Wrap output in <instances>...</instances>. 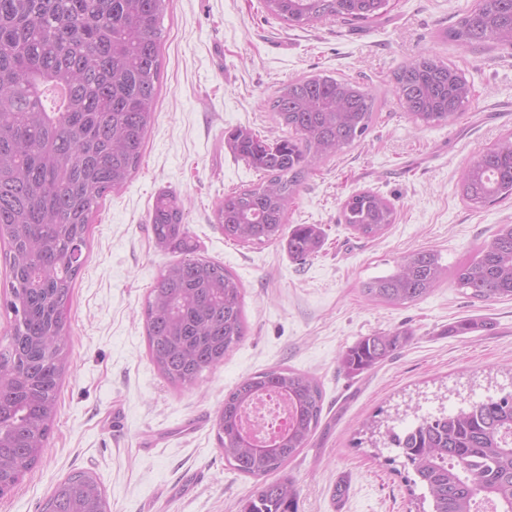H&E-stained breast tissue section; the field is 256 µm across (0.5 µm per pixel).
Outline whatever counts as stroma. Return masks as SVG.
Instances as JSON below:
<instances>
[{
  "mask_svg": "<svg viewBox=\"0 0 512 512\" xmlns=\"http://www.w3.org/2000/svg\"><path fill=\"white\" fill-rule=\"evenodd\" d=\"M474 3L391 0L385 16L361 26L326 19L303 29L269 15L262 0H170L141 164L103 200L74 282L71 365L47 450L0 498V512H41L55 484L78 470L98 477L110 512H244L255 481L225 460L211 422L236 384L276 368L308 373L325 391L320 427L279 473L298 488V512H431L400 450L373 447L363 424L378 416L406 428L511 393L512 300L468 298L448 278L423 300L392 306L368 301L361 285L419 249L455 268L512 224L511 201L473 209L459 194L469 159L512 133V50L465 51L438 36ZM428 51L474 86L449 124H416L391 94L393 71ZM310 73L357 80L382 109L366 137L307 178L289 206V224L316 225L324 239L319 253L298 260L282 243L225 239L214 211L225 192L259 179L230 151L226 133L246 126L277 139L268 102ZM368 189L397 212L376 239L359 237L340 216L348 195ZM161 193L182 202L198 254L243 283L247 336L190 390L152 364L142 317L160 270L180 258L151 234L149 212ZM465 320L475 330L450 333ZM398 329L411 332L407 346L360 375L342 371L348 346Z\"/></svg>",
  "mask_w": 512,
  "mask_h": 512,
  "instance_id": "obj_1",
  "label": "stroma"
}]
</instances>
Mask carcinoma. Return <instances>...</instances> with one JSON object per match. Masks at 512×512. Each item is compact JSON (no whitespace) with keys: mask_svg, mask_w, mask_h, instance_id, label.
<instances>
[{"mask_svg":"<svg viewBox=\"0 0 512 512\" xmlns=\"http://www.w3.org/2000/svg\"><path fill=\"white\" fill-rule=\"evenodd\" d=\"M169 0H0V242L11 281L0 343V498L47 450L57 394L71 355L68 306L85 261L89 224L107 194L140 165L155 118L163 14ZM292 27L327 18L350 25L384 15L389 0H263ZM442 38L465 49L512 48V0H476ZM400 108L424 125L447 123L465 110L472 84L455 64L421 55L393 74ZM287 135L270 142L247 127L228 132L231 152L261 182L221 198L215 219L224 238L283 242L308 258L323 246L313 224H287L290 204L307 176L364 139L378 98L358 81L308 74L288 81L269 101ZM461 199L474 209L512 199V136L475 156L463 171ZM157 247L182 258L160 271L144 306L150 360L172 385L192 389L204 372L240 346L247 328L242 284L223 264L200 257L188 241L184 210L169 193L149 213ZM376 191L349 195L341 220L374 239L396 222ZM448 269L433 250L412 251L389 274L362 283L373 302H416ZM456 286L477 301L512 299V224H502L473 259L456 267ZM411 341L406 331L363 336L340 356L359 374ZM274 391L288 401V429L253 443L242 414ZM324 392L292 369L257 373L224 395L212 428L233 468L256 481L245 512H298L293 481L267 477L307 447L322 421ZM401 449L432 500L433 512H512V393L466 409L385 431ZM42 512H109L105 491L88 471L68 474Z\"/></svg>","mask_w":512,"mask_h":512,"instance_id":"1","label":"carcinoma"}]
</instances>
